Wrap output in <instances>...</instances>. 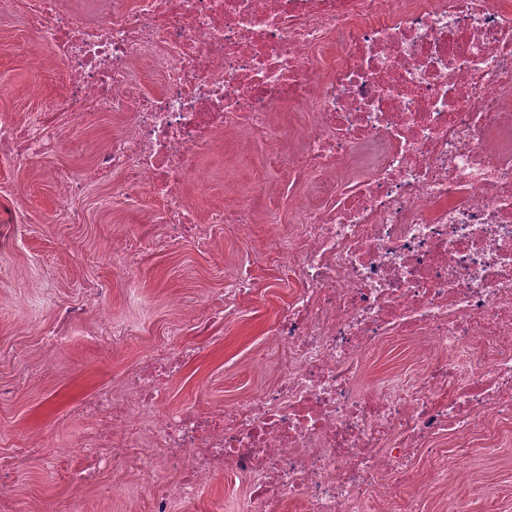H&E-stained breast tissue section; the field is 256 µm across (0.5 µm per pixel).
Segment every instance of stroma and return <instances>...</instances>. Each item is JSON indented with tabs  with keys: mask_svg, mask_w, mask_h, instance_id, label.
Wrapping results in <instances>:
<instances>
[{
	"mask_svg": "<svg viewBox=\"0 0 512 512\" xmlns=\"http://www.w3.org/2000/svg\"><path fill=\"white\" fill-rule=\"evenodd\" d=\"M18 0H0V117H19L38 108L30 94L42 83L47 97L62 99L66 74L52 51L36 43L17 21ZM39 56L42 70L32 69ZM122 124L104 109L71 126L69 142L61 143L53 162L37 157L19 160L0 153V382L12 393L0 398V457L15 456L6 482L5 512H65L68 501L82 497L88 512H144V477L135 462L124 459L116 471L59 465L35 453L43 434L56 447L70 448L75 436L91 427L74 415L76 405L91 393L118 390L123 371L136 366L147 350L193 348L196 357L170 384V405L197 402L207 410L258 395L279 374L276 356L266 343L278 307L293 286L282 273L267 267L262 254L273 233L287 230L294 208L287 194L270 199L255 195V223L250 243H242L223 226L212 229V243L178 239L165 249L150 247L159 233L158 217L141 191L123 176L101 183L89 180L84 191L68 197L55 169L88 177L91 152L104 146ZM88 142L91 151L76 154L70 142ZM257 142L242 150L230 136L219 135L203 163L212 178L208 186L187 181L189 208L203 213L231 204L248 188L256 167L271 152ZM142 239L130 256L131 275L112 272L114 240L125 226ZM245 266L254 277L253 293L236 300L235 318L199 335L185 328L171 334L174 314L201 312L224 294V274ZM67 305L83 307L69 343L50 348L39 333ZM135 328L136 334L111 350L97 348L86 337L101 315ZM418 352L409 342H388L368 361V378L384 372H415ZM245 479L231 474L210 480L195 500L175 512H238L246 494ZM467 499L472 512H512V455L478 458L473 479L436 491L426 512H448L449 496Z\"/></svg>",
	"mask_w": 512,
	"mask_h": 512,
	"instance_id": "35a3bbf8",
	"label": "stroma"
}]
</instances>
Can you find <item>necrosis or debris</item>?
<instances>
[{
	"instance_id": "necrosis-or-debris-1",
	"label": "necrosis or debris",
	"mask_w": 512,
	"mask_h": 512,
	"mask_svg": "<svg viewBox=\"0 0 512 512\" xmlns=\"http://www.w3.org/2000/svg\"><path fill=\"white\" fill-rule=\"evenodd\" d=\"M21 23L68 76L63 103L0 118V149L51 158L68 122L105 107L124 120L93 175L120 174L161 204L163 248L224 224L249 241L251 194L198 217L188 180L219 134L278 140L270 112L314 120L284 159L295 219L266 254L296 290L268 346L284 372L217 411L167 403L191 349L148 352L121 383L127 417L100 392L75 446L105 469L133 453L172 512L211 477L249 479L240 512H383L380 487L430 478L401 499L423 512L472 457L512 454V7L506 0H26ZM150 67L160 88L144 89ZM67 117L59 119L58 105ZM419 344L422 368L365 381L368 354Z\"/></svg>"
}]
</instances>
